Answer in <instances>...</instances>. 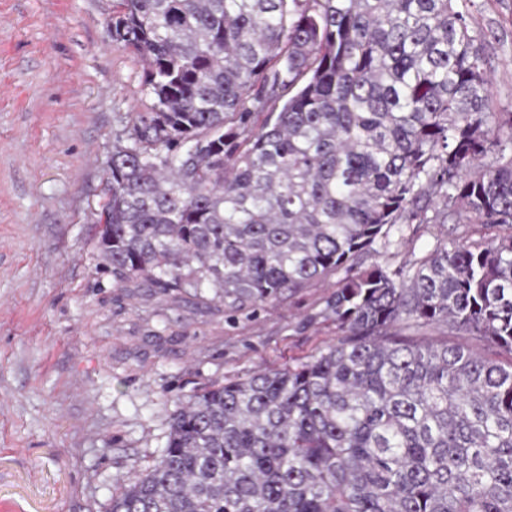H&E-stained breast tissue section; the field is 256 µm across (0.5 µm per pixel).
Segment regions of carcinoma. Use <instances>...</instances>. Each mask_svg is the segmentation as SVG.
<instances>
[{"label":"carcinoma","mask_w":512,"mask_h":512,"mask_svg":"<svg viewBox=\"0 0 512 512\" xmlns=\"http://www.w3.org/2000/svg\"><path fill=\"white\" fill-rule=\"evenodd\" d=\"M152 111L96 213L117 281L230 307L338 275L336 343L206 387L110 512H512V107L457 0H113ZM267 112L250 128L254 112ZM398 224H446L391 270ZM481 224L492 236L469 240ZM444 229L439 226H433L424 232L420 233V236L414 238L413 244L402 245L398 247H391L387 251L382 249L379 245H376L375 248L379 251L378 254H372L367 258H364L363 265L367 266L377 261L380 264H387L391 269H394L400 265L405 264V262L409 261L411 256L412 249L414 248V252L416 255H419L421 252L427 250L432 247L436 242L437 238L444 236ZM418 341L424 342H435V341H447L448 343L462 345L474 350H477L488 357L502 361L504 363L509 362L510 354L507 352H496L485 350L481 342L477 340L475 336L467 335H455L448 332V329L442 326H434L428 328L424 335L415 338Z\"/></svg>","instance_id":"cac0c4a2"}]
</instances>
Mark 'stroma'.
I'll list each match as a JSON object with an SVG mask.
<instances>
[{"label":"stroma","instance_id":"obj_1","mask_svg":"<svg viewBox=\"0 0 512 512\" xmlns=\"http://www.w3.org/2000/svg\"><path fill=\"white\" fill-rule=\"evenodd\" d=\"M512 102V0H459ZM112 0H0V512H107L195 390L335 343V278L262 308L115 284L97 247L113 145L148 111Z\"/></svg>","mask_w":512,"mask_h":512}]
</instances>
